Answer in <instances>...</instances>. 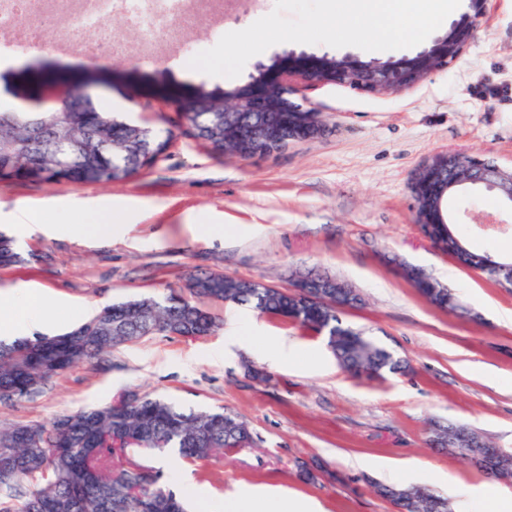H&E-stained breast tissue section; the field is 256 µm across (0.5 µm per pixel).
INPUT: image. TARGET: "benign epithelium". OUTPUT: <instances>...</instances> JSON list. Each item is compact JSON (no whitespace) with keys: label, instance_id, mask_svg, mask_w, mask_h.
I'll return each instance as SVG.
<instances>
[{"label":"benign epithelium","instance_id":"1","mask_svg":"<svg viewBox=\"0 0 512 512\" xmlns=\"http://www.w3.org/2000/svg\"><path fill=\"white\" fill-rule=\"evenodd\" d=\"M486 0H469L468 20L455 24L446 34L412 57L396 61H360L351 58L316 57L293 51L270 64H259L261 75L242 85L224 90V112L236 113L232 131L234 141L268 144V148L251 151L268 155L298 140L321 137L327 131L322 114L293 98L292 78L298 76L313 83L338 84L368 92H398L410 88L431 72L445 68L472 37L477 20L484 12ZM27 112H85L90 100L88 86L69 88L56 93L30 90L20 95ZM457 153L446 152L434 157L412 178L415 208H420L425 189L436 184L443 195L456 186L484 189L501 197V204L512 209V171L477 155L467 156L464 170L455 167ZM473 464L487 468L500 481L512 483V452L503 448H486L474 444L466 451Z\"/></svg>","mask_w":512,"mask_h":512}]
</instances>
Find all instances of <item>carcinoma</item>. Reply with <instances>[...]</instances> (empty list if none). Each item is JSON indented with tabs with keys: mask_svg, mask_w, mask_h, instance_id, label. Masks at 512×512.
<instances>
[{
	"mask_svg": "<svg viewBox=\"0 0 512 512\" xmlns=\"http://www.w3.org/2000/svg\"><path fill=\"white\" fill-rule=\"evenodd\" d=\"M187 95L200 111L186 116L181 133L212 153L224 154V98L202 87ZM88 112H0V181H24L48 186L109 184L128 178L127 170L155 163L169 149L173 131L164 137L145 128L136 130L89 104ZM433 233L448 239L461 257L483 260L481 273L500 282L504 266L473 249L456 224L433 225ZM21 260L13 240L0 235V264ZM410 280L432 304L457 309L454 295L425 273L410 268ZM190 301L172 293L113 303L74 329L56 336L0 343V403L36 393L49 380L70 369L92 364L112 349L149 336L195 338L210 335L220 323L204 301L221 300L248 306L259 313L289 314L302 326L330 331L327 345L338 363L355 376L374 377L398 372L405 363L392 351L340 318L346 297L360 300L351 288L331 289L328 301L287 294L256 281L210 273L193 277ZM68 428L65 446L58 428ZM435 437H456L458 447L484 439L463 425L436 429ZM260 442L248 424L224 409H185L148 394L133 404L112 403L63 414L47 424H0V512H187V503L161 482V475L132 462L129 453L170 450L184 462L207 461L232 448ZM407 493L404 512H450L448 501L423 488L378 486L387 498Z\"/></svg>",
	"mask_w": 512,
	"mask_h": 512,
	"instance_id": "obj_1",
	"label": "carcinoma"
}]
</instances>
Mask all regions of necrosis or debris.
<instances>
[{
	"mask_svg": "<svg viewBox=\"0 0 512 512\" xmlns=\"http://www.w3.org/2000/svg\"><path fill=\"white\" fill-rule=\"evenodd\" d=\"M196 0H0V46L27 41L39 30L37 13H45L63 30L87 31L93 38L80 42L65 38L62 50L88 58L117 44L112 20L121 16L142 32V43L151 46L164 36L180 40L182 32L194 25Z\"/></svg>",
	"mask_w": 512,
	"mask_h": 512,
	"instance_id": "obj_1",
	"label": "necrosis or debris"
}]
</instances>
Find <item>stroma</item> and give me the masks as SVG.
Returning <instances> with one entry per match:
<instances>
[{
	"mask_svg": "<svg viewBox=\"0 0 512 512\" xmlns=\"http://www.w3.org/2000/svg\"><path fill=\"white\" fill-rule=\"evenodd\" d=\"M275 0H223L224 21L200 14L178 47L143 52L136 29L113 28L123 52L89 60L57 46V27L35 44L0 51V112L20 107L30 72L109 69L112 83L94 101L119 95L124 113L158 130L180 116L160 92L184 85L220 91L243 84L258 64L286 51L363 61L396 60L404 50L365 51L325 44L280 43L253 56L236 79L189 69V60L227 32L269 14ZM298 100L323 113V137L290 142L278 153L215 157L179 137L164 156L121 182L67 185L0 182V234L23 260L0 266V302L33 285L48 295L61 331L72 312L140 295L186 293L199 271L280 288L312 271L345 281L363 299L343 321L408 362L402 373L357 378L340 369L324 336L285 319L221 302L223 321L196 339L154 336L113 349L107 363L77 366L41 391L0 406V421L45 424L55 416L111 403L128 392L164 396L184 408L222 407L241 415L263 440L215 461L186 463L172 452L138 456L183 495L191 512H224L244 486L316 501L323 512H394L373 490L389 470L408 468L409 484L471 512L487 490L512 497V485L488 479L461 457L430 447L434 425L459 422L512 451V292L498 288L438 251L415 220L410 182L437 154L477 153L512 170V0H488L473 37L446 68L412 89L361 92L334 84L300 85ZM123 210L111 237L76 234L97 207ZM34 210L50 232L20 234V211ZM497 225H486V217ZM453 217L475 249L512 256V211L490 192L460 194ZM222 225L219 234L210 225ZM423 268L468 308L462 316L420 296L403 273ZM301 351L292 363L269 361L281 341ZM318 478H299L302 463Z\"/></svg>",
	"mask_w": 512,
	"mask_h": 512,
	"instance_id": "obj_1",
	"label": "stroma"
}]
</instances>
